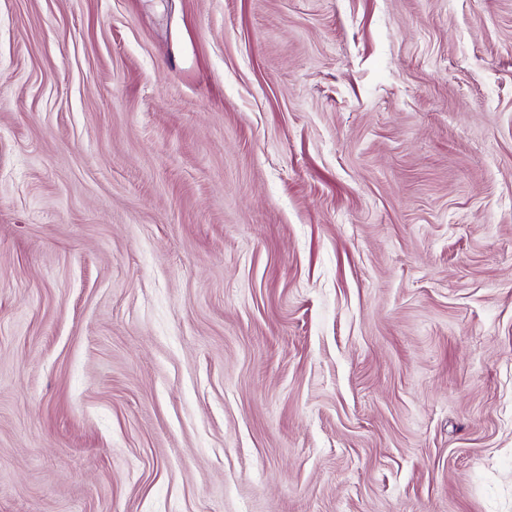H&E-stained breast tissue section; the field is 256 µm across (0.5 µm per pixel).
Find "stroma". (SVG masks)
I'll list each match as a JSON object with an SVG mask.
<instances>
[{"label":"stroma","mask_w":512,"mask_h":512,"mask_svg":"<svg viewBox=\"0 0 512 512\" xmlns=\"http://www.w3.org/2000/svg\"><path fill=\"white\" fill-rule=\"evenodd\" d=\"M0 512H512V0H0Z\"/></svg>","instance_id":"1"}]
</instances>
